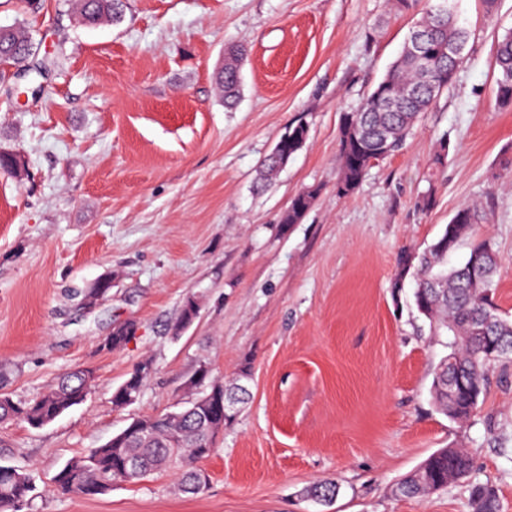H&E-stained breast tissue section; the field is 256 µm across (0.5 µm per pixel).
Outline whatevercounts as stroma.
<instances>
[{"label": "stroma", "instance_id": "stroma-1", "mask_svg": "<svg viewBox=\"0 0 512 512\" xmlns=\"http://www.w3.org/2000/svg\"><path fill=\"white\" fill-rule=\"evenodd\" d=\"M449 2L470 32L463 64L401 148L340 197L341 118L385 77L424 0H125L120 22L92 28L66 0L34 15L0 0V26H24L36 45L0 75V150L25 162L0 170V384L24 401L66 370L95 375L50 424L0 423V461L35 479L29 512H469L476 483L512 512V362L491 369L469 422L437 412L429 391L447 350L400 276L403 254L478 205L448 262L489 241L502 259L494 301L512 317V106L496 102L494 67L512 0ZM232 44L248 58L228 110L215 75ZM300 121L304 146L257 188ZM309 189L301 223H282ZM102 279L110 291L85 308ZM125 320L136 335L107 350ZM144 359L139 398L115 407ZM202 365L249 391L201 462L202 493L178 492L169 470L97 497L55 491L69 460L132 418L179 410ZM449 447L470 453L467 478L392 495ZM319 480L337 486L329 505L307 494ZM151 368L150 370H148ZM152 371V364L148 361H143L138 364H136L131 372H129L128 377L125 379V381L120 384L118 387L115 388V390L112 392V403L115 407L122 408L119 405V400L123 396L126 388H129L131 390L138 389L139 394L142 391V388L144 386V383L148 376L150 375Z\"/></svg>", "mask_w": 512, "mask_h": 512}]
</instances>
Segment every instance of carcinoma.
Listing matches in <instances>:
<instances>
[{
    "label": "carcinoma",
    "mask_w": 512,
    "mask_h": 512,
    "mask_svg": "<svg viewBox=\"0 0 512 512\" xmlns=\"http://www.w3.org/2000/svg\"><path fill=\"white\" fill-rule=\"evenodd\" d=\"M77 18L93 26L122 16L123 0H68ZM412 30L425 33L432 44L451 43L457 49L454 59L433 54L429 65L423 66L412 51L403 49L391 70L373 89L357 112L343 115L340 124V179L336 193L347 196L359 185L371 161L397 151L420 116L434 104L438 94L448 84L438 78L448 71H457L465 58L468 33L461 26L448 0L429 5ZM0 54L13 57V63L25 62L33 54V42L20 29L0 31ZM244 50L236 48L225 57L224 68L217 75L224 106L231 107L239 98L240 69ZM495 66L498 71L496 96L503 106L512 105V32L497 43ZM383 89L392 105L383 107L376 102L378 89ZM314 191L306 190L294 197L283 224H298L310 208ZM481 212L472 205H463L453 215L455 225L453 243L471 234ZM448 233L418 254H406L401 260L404 273H412L415 281L413 302L417 310H426L431 335L446 337L445 347L455 363L448 367L438 364L430 388L437 411L458 424L467 423L478 408L485 393L488 372L494 365L512 361V320L504 317L493 302L494 277L501 264L498 253L487 248L482 255L480 269L472 271L465 261L448 267ZM490 320L487 332L477 333L478 324ZM138 326L125 321L112 328L105 344L111 350L125 347ZM152 364H136L125 381L112 392V403L119 400L126 389H142ZM87 369H75L62 374L57 381L30 401H14L0 394V422L22 420L39 428L53 422L68 409L84 402L91 387L86 383ZM461 382V388L448 393V381ZM134 424H147L132 434L122 430L125 438L110 441L87 454L68 461L54 478L56 490L63 493L96 497L112 491L115 483H135L166 470L173 465L180 469L178 489L189 495L202 492L195 480L198 463L209 455L215 437L211 422L202 411L188 401L182 409L163 415L138 417ZM138 464L136 476L127 479L118 471L122 461ZM472 470V459L462 448H440L418 468L405 475L397 484L399 497H423L442 490L449 483L467 477ZM35 490L31 474L14 466L0 463V512H24ZM311 495L329 502L336 495V485L320 481L311 488ZM470 512H500L495 490L486 484L472 488Z\"/></svg>",
    "instance_id": "cac0c4a2"
}]
</instances>
